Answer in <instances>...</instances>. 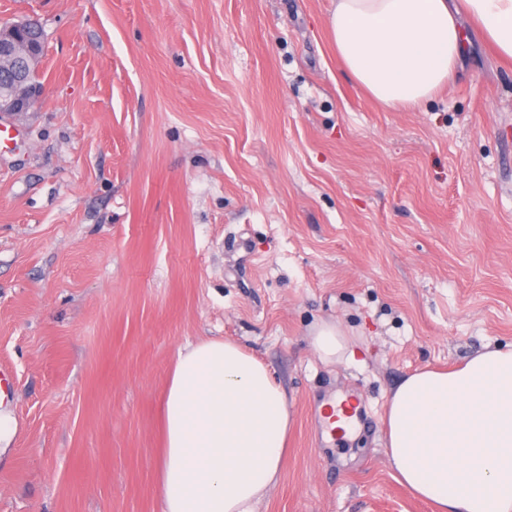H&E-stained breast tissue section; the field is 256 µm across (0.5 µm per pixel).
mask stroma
<instances>
[{"mask_svg": "<svg viewBox=\"0 0 512 512\" xmlns=\"http://www.w3.org/2000/svg\"><path fill=\"white\" fill-rule=\"evenodd\" d=\"M332 0H0L46 33L0 148V512H162L179 348L230 339L293 399L259 512H432L381 417L416 369L512 344V62L478 30L447 88L386 107L341 67ZM334 320L354 360L321 363ZM359 401L327 440L322 401ZM356 339V336H349L338 324L322 320L313 326L309 336L312 350L327 366L350 361L355 355Z\"/></svg>", "mask_w": 512, "mask_h": 512, "instance_id": "obj_1", "label": "stroma"}]
</instances>
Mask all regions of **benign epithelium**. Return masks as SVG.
Instances as JSON below:
<instances>
[{
    "label": "benign epithelium",
    "instance_id": "benign-epithelium-1",
    "mask_svg": "<svg viewBox=\"0 0 512 512\" xmlns=\"http://www.w3.org/2000/svg\"><path fill=\"white\" fill-rule=\"evenodd\" d=\"M37 26L32 20L0 26V117L10 118L19 112L30 111L42 96L43 87L30 82V66L38 60L41 47L25 40L20 34Z\"/></svg>",
    "mask_w": 512,
    "mask_h": 512
}]
</instances>
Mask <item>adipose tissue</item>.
Returning a JSON list of instances; mask_svg holds the SVG:
<instances>
[{
    "label": "adipose tissue",
    "instance_id": "obj_1",
    "mask_svg": "<svg viewBox=\"0 0 512 512\" xmlns=\"http://www.w3.org/2000/svg\"><path fill=\"white\" fill-rule=\"evenodd\" d=\"M333 2L337 58L388 107L417 108L455 73L466 42L460 16L512 59V0ZM309 341L328 366L355 354V337L333 322H317ZM294 422L285 388L239 344L180 349L156 460L162 512H259L281 480ZM382 422L392 476L414 497L436 512H512V346L407 375Z\"/></svg>",
    "mask_w": 512,
    "mask_h": 512
}]
</instances>
